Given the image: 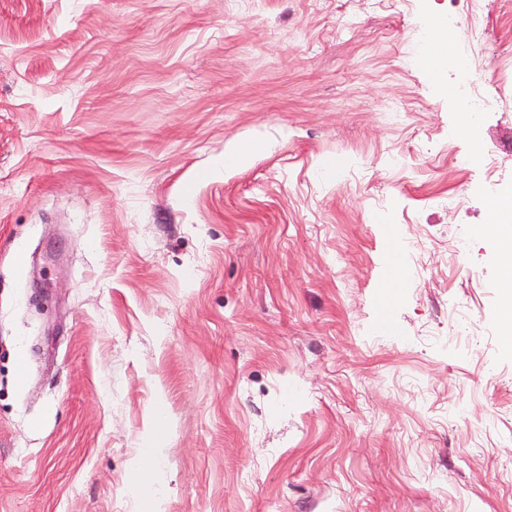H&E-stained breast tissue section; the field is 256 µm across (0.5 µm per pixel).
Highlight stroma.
I'll use <instances>...</instances> for the list:
<instances>
[{"mask_svg":"<svg viewBox=\"0 0 512 512\" xmlns=\"http://www.w3.org/2000/svg\"><path fill=\"white\" fill-rule=\"evenodd\" d=\"M451 2L0 0V512H142L159 410L164 512H512L498 246L451 251L473 149L512 193V0L454 32L472 138ZM441 18L450 30L456 29L460 24V16L453 8L448 7V11ZM448 29L438 20L431 31L428 49L432 57L431 72L433 74H437L438 70L444 68L448 59L456 53V46ZM162 431L158 430L143 446L146 450L140 456L136 465V479L133 484L134 491L146 500L147 512H160L159 501L155 497L158 474L157 460L158 442Z\"/></svg>","mask_w":512,"mask_h":512,"instance_id":"1","label":"stroma"}]
</instances>
